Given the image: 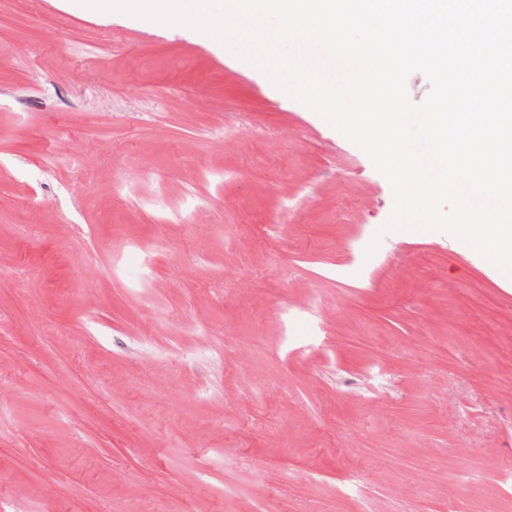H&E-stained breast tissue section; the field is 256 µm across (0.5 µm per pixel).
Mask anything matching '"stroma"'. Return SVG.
Listing matches in <instances>:
<instances>
[{"instance_id":"1","label":"stroma","mask_w":512,"mask_h":512,"mask_svg":"<svg viewBox=\"0 0 512 512\" xmlns=\"http://www.w3.org/2000/svg\"><path fill=\"white\" fill-rule=\"evenodd\" d=\"M212 37L0 0V512H512V279Z\"/></svg>"}]
</instances>
